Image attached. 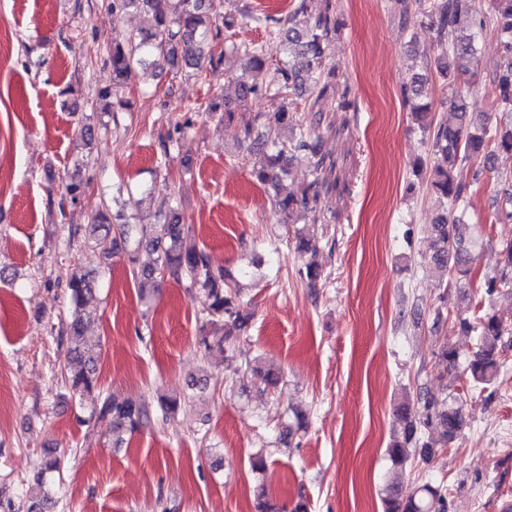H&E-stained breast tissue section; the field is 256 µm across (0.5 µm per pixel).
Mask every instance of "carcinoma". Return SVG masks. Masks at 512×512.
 <instances>
[{"instance_id":"cac0c4a2","label":"carcinoma","mask_w":512,"mask_h":512,"mask_svg":"<svg viewBox=\"0 0 512 512\" xmlns=\"http://www.w3.org/2000/svg\"><path fill=\"white\" fill-rule=\"evenodd\" d=\"M313 0H297L293 15L306 14L313 23L293 25L285 33L282 45L288 52H295L306 59V68L299 70L283 61L270 63L264 48L256 44H234L232 50L250 56L252 69L257 73L271 72L267 84L238 81L239 106L259 95L272 94L283 102L271 112H258L243 121L242 143L254 157L253 172L256 179L269 186H276L290 177V161L303 155L312 168L311 181L299 194H288L276 199L280 212L292 216L297 210L317 203L318 185L323 180L322 159L319 158L318 140L310 132L298 129L291 139H283L282 132L295 129L298 103L292 94L303 90L317 105L329 93L335 72L327 67L326 50L331 34L338 29L333 18L331 0H322L323 8L313 12ZM223 0H112V13L135 10L150 17L154 32H131L124 39L115 41L110 48L112 86L100 90L99 98L106 100L135 84L140 71L150 67L184 64L198 76L205 67H214L220 28L234 26L232 15L222 13ZM391 8L402 23L430 21L436 33L433 54L426 55L427 67L435 68L445 77L466 83L479 76L475 37L479 30L492 26L500 38L504 51L501 71L493 78V95L497 105L512 110V0H494V12L485 16L476 0H391ZM423 85L414 82L404 85V97L411 104L412 114L427 136L430 151L436 162L429 169L426 185L439 198L446 200L448 208L439 215L429 229L433 263L443 273H451L458 281L472 278L473 256L469 224L459 211L470 193V185L457 178V169L465 163L481 158L487 162L496 151L512 153V123L488 127L489 116L471 111L467 97L457 94L451 101L456 121L452 124L436 123L430 106L419 102ZM237 106V107H239ZM237 107L224 102L215 91L210 96L206 111L219 112L221 118L234 119ZM172 194H167L153 214L151 224H112L109 206L102 203L94 216V223L107 225L104 236L95 238L98 249L110 258L122 251L134 266L132 274L140 284L156 288L167 276L186 287L200 291L205 298L207 320L200 329L199 344L209 351L213 346L226 344L227 338L218 335V326L231 320L239 325L248 323L251 313L239 303L238 280L228 270L213 264L210 255L199 248L192 227L182 223V217L170 204ZM496 212L512 217V190L504 189L493 198ZM156 254L153 264L136 267L140 250ZM97 278L89 273L74 274L68 282L73 310L69 320L61 326L60 335L67 341V373L64 375L72 397H81L97 384L95 360L97 350L86 340V326L80 313L89 296L96 290ZM485 293L491 295L501 289H512V242L501 249V261L493 275L484 279ZM453 328L462 334L477 336V350L469 358L466 371L473 386L485 389L496 384L500 372V351L503 337L512 335L507 321L495 313H486L474 322L459 316ZM441 372L454 370L460 363L456 350L443 343L437 352ZM242 376L259 381L267 389H275L282 380L281 371L272 365L248 364ZM184 404L177 396L163 395L158 406L131 399L118 400L110 395L100 400L93 415L107 421L114 430L138 432L155 421L166 422ZM401 433L394 437L387 449L396 465L409 460L410 449H420V456L427 460L434 445L448 447L462 431L465 420L460 405L454 401L437 400L430 395L418 405L406 401L398 409ZM37 478L60 472L61 459L53 450L45 451L38 463ZM385 512H448L446 489L430 481L396 485L385 499Z\"/></svg>"}]
</instances>
